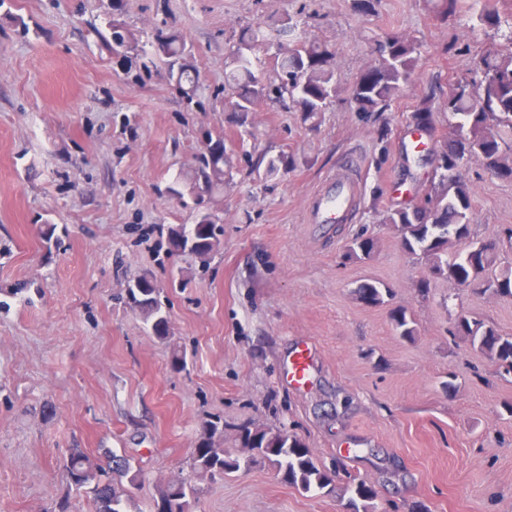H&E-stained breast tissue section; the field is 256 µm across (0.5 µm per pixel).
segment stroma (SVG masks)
I'll list each match as a JSON object with an SVG mask.
<instances>
[{
    "mask_svg": "<svg viewBox=\"0 0 512 512\" xmlns=\"http://www.w3.org/2000/svg\"><path fill=\"white\" fill-rule=\"evenodd\" d=\"M471 4L444 21L426 0H378L369 16L352 0H126L121 20L140 41L162 27L191 47L204 88L190 111L163 70L135 84L114 70L94 32L103 0H0V512H51L73 446L131 459L143 476L137 512H152L158 483L188 469L215 415L237 454L241 426L296 433L340 483L372 485L375 512H512V376L453 332L464 313L512 334V299L440 279L421 294L424 261L380 221L429 187L432 149L422 163L403 155L412 113L476 75L492 42L473 30ZM286 16L334 53L343 83L392 35L419 43L416 74L386 112L356 111L344 95L313 122L264 105L248 117L257 138L240 139L213 92L239 30L265 23L274 49L288 40L271 23ZM213 127L234 181L221 249L204 270L167 251L168 227L194 221L167 188ZM282 153L292 169L259 177V156ZM351 153L362 163L358 215L329 241L307 207ZM464 175L474 236L498 240L500 265L512 266V181L475 161ZM47 222L59 242L41 235ZM359 235L377 241L370 258L348 254ZM144 272L168 311L164 341L126 300ZM365 282L392 294L365 305L354 295ZM400 306L415 318L413 338L393 328ZM305 342L311 378L297 387L285 366ZM193 482L195 512L341 507L339 495L299 492L263 464Z\"/></svg>",
    "mask_w": 512,
    "mask_h": 512,
    "instance_id": "obj_1",
    "label": "stroma"
}]
</instances>
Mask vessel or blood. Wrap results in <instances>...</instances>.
Wrapping results in <instances>:
<instances>
[{"mask_svg": "<svg viewBox=\"0 0 512 512\" xmlns=\"http://www.w3.org/2000/svg\"><path fill=\"white\" fill-rule=\"evenodd\" d=\"M361 196V182L354 159H346L336 174L326 178L312 197L309 220L330 232L333 225L352 223ZM311 369L310 349L298 347L288 358L286 377L291 384L305 385Z\"/></svg>", "mask_w": 512, "mask_h": 512, "instance_id": "obj_1", "label": "vessel or blood"}]
</instances>
